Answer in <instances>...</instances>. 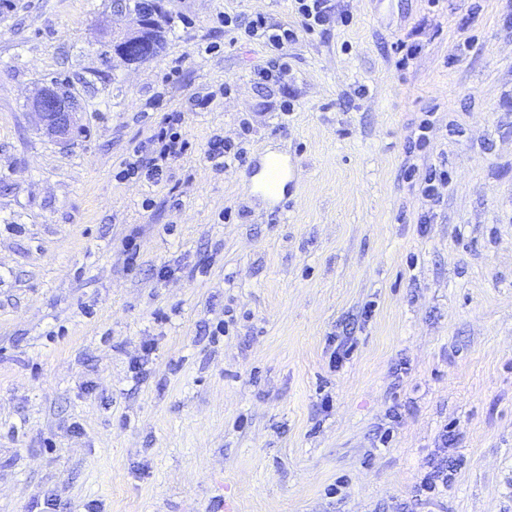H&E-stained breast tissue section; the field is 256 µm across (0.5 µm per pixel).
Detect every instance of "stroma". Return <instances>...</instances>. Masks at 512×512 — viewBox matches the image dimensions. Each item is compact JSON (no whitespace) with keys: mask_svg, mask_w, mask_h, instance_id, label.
I'll return each mask as SVG.
<instances>
[{"mask_svg":"<svg viewBox=\"0 0 512 512\" xmlns=\"http://www.w3.org/2000/svg\"><path fill=\"white\" fill-rule=\"evenodd\" d=\"M159 3L128 65L112 0H0V512H512V0H338L314 35L292 0ZM256 12L299 32L288 77L222 23ZM53 81L65 142L27 106ZM172 111L163 183L121 178ZM244 120L245 163L213 167ZM445 429L462 466L429 495ZM243 149L224 141L223 136L215 135L208 143L205 158L213 166L224 171L232 169L243 162Z\"/></svg>","mask_w":512,"mask_h":512,"instance_id":"stroma-1","label":"stroma"}]
</instances>
